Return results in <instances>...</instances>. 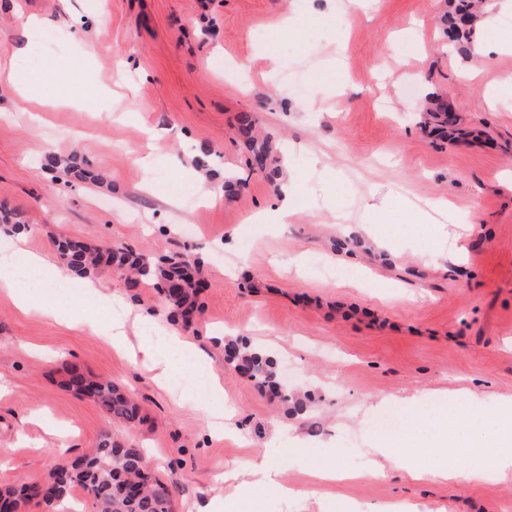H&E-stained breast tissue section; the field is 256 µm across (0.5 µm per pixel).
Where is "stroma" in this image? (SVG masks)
Returning a JSON list of instances; mask_svg holds the SVG:
<instances>
[{
	"label": "stroma",
	"instance_id": "obj_1",
	"mask_svg": "<svg viewBox=\"0 0 512 512\" xmlns=\"http://www.w3.org/2000/svg\"><path fill=\"white\" fill-rule=\"evenodd\" d=\"M295 2L0 0V59L49 103L38 116L0 89V204L30 226L27 246L37 252L56 253L67 236L202 258L207 284L184 334L210 362L173 395L104 337L21 311L0 293V377L12 390L0 397V486L46 480L109 435L148 450L173 512H204L217 497L222 512H377L394 503L512 512V472L488 471L485 452L512 402V93L493 85L512 72V12L486 0L505 47L482 56L445 35L450 0H303L301 11ZM295 11L299 28L275 36ZM397 57L408 67H395ZM48 59L64 65L46 72ZM384 61L391 71L371 79ZM463 66L476 73L467 85L455 75ZM428 95L475 139L423 128L418 106ZM244 112L281 142L282 181L299 209L291 223L253 219L273 208L280 181L248 166L237 134ZM148 126L165 161L146 170ZM72 153L103 183L50 170L48 157ZM228 175L242 183L234 201L200 203L201 187L223 186ZM370 180L381 186L371 209ZM406 197H444L451 208L435 223ZM93 278L119 290L126 310L172 325L152 288L130 287L110 268ZM239 336L293 366L296 390L314 398L306 411L286 412L226 362L224 343ZM73 364L131 392L141 421L117 426L64 390ZM213 374L238 439L211 438L197 409V381ZM381 396L392 404L376 407ZM39 413L63 432L48 434ZM439 426L449 440L481 447L465 458L481 479L439 478L451 453L426 445ZM292 432L310 442L288 456L293 496L238 499L247 461L277 458L274 440ZM387 434L402 435L399 455L429 480L382 457L370 462L366 448ZM320 467L356 478L325 484L313 477Z\"/></svg>",
	"mask_w": 512,
	"mask_h": 512
}]
</instances>
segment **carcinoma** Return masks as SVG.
I'll use <instances>...</instances> for the list:
<instances>
[{"mask_svg":"<svg viewBox=\"0 0 512 512\" xmlns=\"http://www.w3.org/2000/svg\"><path fill=\"white\" fill-rule=\"evenodd\" d=\"M425 114L429 122L440 129L456 124V116L441 103H431ZM258 123L256 116L243 113L238 131L250 152L251 168L275 175L280 171L281 159L275 156L272 137L260 133ZM0 225L6 233L26 229L12 210L2 204ZM57 247L77 275H87L101 266L119 270L127 274L133 287L146 283L157 288L174 318L186 325L194 320L196 293L203 276L200 260H156L124 247L91 248L72 238L59 240ZM226 352L228 362L239 374L261 387L271 388L282 401L294 402L295 409H306V403L277 381L276 360L272 354L251 347L245 340L228 343ZM66 386L93 399L115 421L130 425L140 419L138 406L110 380L96 379L73 366L68 371ZM75 487L91 495L94 512H171L172 508L171 491L160 494L164 484L151 478L142 449L124 445L108 435L93 453L57 465L44 481L27 482L18 488H0V500L15 508L34 501L44 505L48 512H56L58 506L71 497Z\"/></svg>","mask_w":512,"mask_h":512,"instance_id":"obj_1","label":"carcinoma"}]
</instances>
